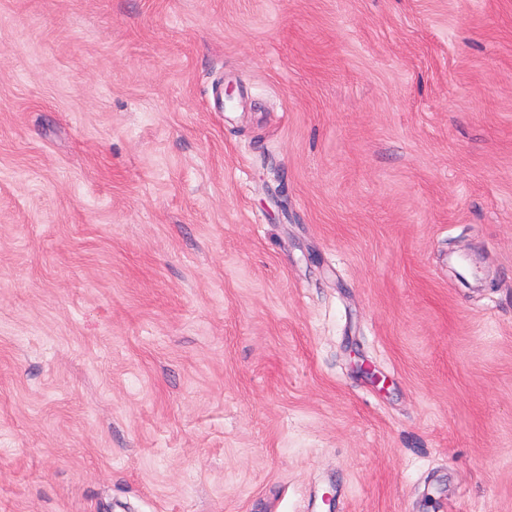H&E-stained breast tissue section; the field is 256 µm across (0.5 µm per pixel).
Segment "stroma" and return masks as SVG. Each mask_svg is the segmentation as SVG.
I'll return each instance as SVG.
<instances>
[{
	"label": "stroma",
	"instance_id": "obj_1",
	"mask_svg": "<svg viewBox=\"0 0 512 512\" xmlns=\"http://www.w3.org/2000/svg\"><path fill=\"white\" fill-rule=\"evenodd\" d=\"M0 512H512V0H0Z\"/></svg>",
	"mask_w": 512,
	"mask_h": 512
}]
</instances>
